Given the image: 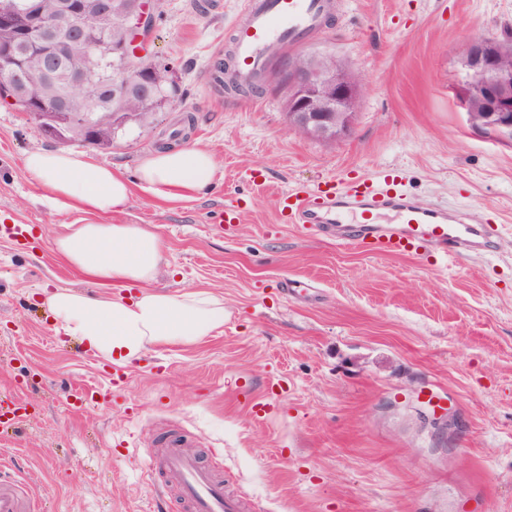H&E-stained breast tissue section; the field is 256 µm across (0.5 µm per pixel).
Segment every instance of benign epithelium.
<instances>
[{"instance_id":"benign-epithelium-1","label":"benign epithelium","mask_w":512,"mask_h":512,"mask_svg":"<svg viewBox=\"0 0 512 512\" xmlns=\"http://www.w3.org/2000/svg\"><path fill=\"white\" fill-rule=\"evenodd\" d=\"M25 16L24 34L30 40L47 42L55 28L66 23L75 36L91 33L89 21L112 17V0H57L55 16L29 12L16 4L0 5V28H11L19 16ZM128 25L134 39L112 45V34L95 36L94 49L116 57L118 74L109 81L115 95L147 97L153 94L149 78L151 60L146 45L153 31V15L133 9ZM67 48L53 45L41 56L43 72L52 74ZM466 77L457 89V97L472 125L493 140L512 144V66L505 62L498 40L489 36L469 39L463 52ZM70 95L59 100L33 102L24 94L26 73L0 59V87L10 93L12 102L23 106L36 122L38 132L60 142L75 123L86 124L92 105L78 97L90 80L86 59H71ZM284 86L288 96L286 116L289 128L325 143H335L346 136L354 123L363 94V78L334 56L309 54L287 67ZM441 433L458 429L457 416L446 409L436 417Z\"/></svg>"}]
</instances>
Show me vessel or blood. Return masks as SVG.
Listing matches in <instances>:
<instances>
[{
  "instance_id": "1",
  "label": "vessel or blood",
  "mask_w": 512,
  "mask_h": 512,
  "mask_svg": "<svg viewBox=\"0 0 512 512\" xmlns=\"http://www.w3.org/2000/svg\"><path fill=\"white\" fill-rule=\"evenodd\" d=\"M338 7L337 0H245L231 48L237 78L259 80L287 49L318 34ZM278 208L286 221L313 234L382 254L473 258L492 251L499 235L498 225L480 223L460 210L423 206L388 173L286 192L279 195ZM384 213L393 215V223H380ZM187 445L185 434L172 433L149 457L162 461L190 512H246L245 502L225 491L219 471L201 465Z\"/></svg>"
}]
</instances>
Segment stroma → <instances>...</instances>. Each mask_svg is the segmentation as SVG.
<instances>
[{
    "label": "stroma",
    "mask_w": 512,
    "mask_h": 512,
    "mask_svg": "<svg viewBox=\"0 0 512 512\" xmlns=\"http://www.w3.org/2000/svg\"><path fill=\"white\" fill-rule=\"evenodd\" d=\"M197 2L148 0V55L173 67L178 89L153 135L129 126L109 147L71 146L132 180L190 115L183 142L218 161L206 192L171 202L137 188L114 218L155 226L158 289L224 297L220 332L151 348L120 385L39 301L49 286H95L51 249L68 218L22 168L56 141L0 100V215L28 229L23 245L0 237V399L29 414L0 432L9 472L48 512H152L159 495L167 512H189L142 465L166 433L186 432L253 512H512V146L472 127L454 94L472 35L512 37V0H342L302 47L365 83L333 145L288 128L283 86L215 84L243 0ZM388 170L421 204L480 209L501 227L494 252L444 269L320 240L277 209L285 191ZM232 202L238 222L217 227ZM103 386L107 397L71 407L73 390ZM254 399L270 403L266 421L251 416ZM437 405L459 414L454 437L436 434Z\"/></svg>",
    "instance_id": "obj_1"
}]
</instances>
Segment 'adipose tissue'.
I'll list each match as a JSON object with an SVG mask.
<instances>
[{"mask_svg": "<svg viewBox=\"0 0 512 512\" xmlns=\"http://www.w3.org/2000/svg\"><path fill=\"white\" fill-rule=\"evenodd\" d=\"M22 167L41 199L70 216L53 239L55 251L90 282L114 287L92 296L70 287L45 291L51 320L100 358L120 365L138 361L153 347L190 346L224 325V298L209 291L156 290L165 246L150 224H115L133 188L176 201L205 191L217 171L206 148L169 147L146 155L136 182L81 152L37 149Z\"/></svg>", "mask_w": 512, "mask_h": 512, "instance_id": "obj_1", "label": "adipose tissue"}]
</instances>
